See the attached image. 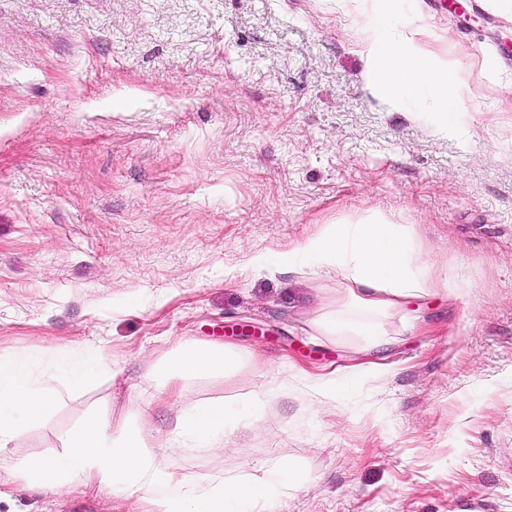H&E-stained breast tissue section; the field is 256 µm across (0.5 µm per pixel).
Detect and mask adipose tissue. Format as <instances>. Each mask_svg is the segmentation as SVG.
<instances>
[{
    "instance_id": "ef3b65f1",
    "label": "adipose tissue",
    "mask_w": 512,
    "mask_h": 512,
    "mask_svg": "<svg viewBox=\"0 0 512 512\" xmlns=\"http://www.w3.org/2000/svg\"><path fill=\"white\" fill-rule=\"evenodd\" d=\"M392 10L379 11L376 35L366 39L362 54L375 89L393 102L432 98L435 123L447 133L462 94L445 66L435 64L419 45L396 31ZM415 229L371 212L347 224H329L320 235L285 252L261 256L262 264L293 266L305 255L323 269L335 271L344 284L343 305L317 323L328 336L356 331L375 335L376 319L397 316L408 320L411 298L432 293L455 294L459 284L438 273L415 249ZM251 354L223 344L183 345L169 363L183 379L226 373L253 362ZM60 364L69 391L95 385L108 372L103 351L87 347L78 360L62 355ZM54 379L37 374L28 356L0 348V480L23 476L39 489L68 494L93 485L122 497H138L143 512H259L280 486L299 472L285 465L244 473L239 479L201 484L159 466L160 453L214 451L224 446L223 401L193 402L181 411L167 433L154 430L149 419L119 436L108 435L97 417L72 429L63 453L52 457L13 458L9 449L24 423L45 417L61 393Z\"/></svg>"
}]
</instances>
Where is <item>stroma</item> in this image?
<instances>
[{"instance_id":"1","label":"stroma","mask_w":512,"mask_h":512,"mask_svg":"<svg viewBox=\"0 0 512 512\" xmlns=\"http://www.w3.org/2000/svg\"><path fill=\"white\" fill-rule=\"evenodd\" d=\"M398 30L464 90L448 135L371 86L375 0H0V343L55 375L100 345L119 365L27 425L10 453H62L97 416L272 395L224 420V449L166 457L230 477L307 476L270 512H512V0H395ZM375 209L415 227L456 296L410 301L381 341L322 336L335 272L253 257ZM258 364L158 387L183 342ZM362 383L348 384L359 369ZM335 375L326 398L313 385ZM107 489L14 479L0 512H139Z\"/></svg>"}]
</instances>
